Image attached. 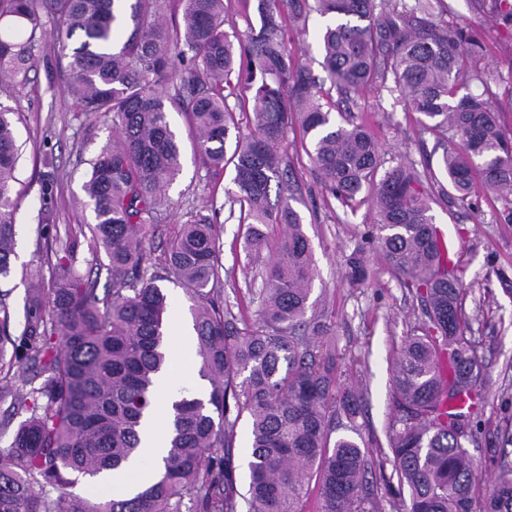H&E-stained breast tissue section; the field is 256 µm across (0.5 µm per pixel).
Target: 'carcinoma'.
Instances as JSON below:
<instances>
[{"label": "carcinoma", "instance_id": "cac0c4a2", "mask_svg": "<svg viewBox=\"0 0 512 512\" xmlns=\"http://www.w3.org/2000/svg\"><path fill=\"white\" fill-rule=\"evenodd\" d=\"M6 2L0 18L29 35L24 42L0 35V79L27 83L31 45L48 35L57 45L55 74L78 111L111 119L114 134L90 160L77 199L94 222L70 227L48 287L29 292L20 356L8 353L11 312L0 299V391H9L22 362L43 376L14 397L27 417L0 448V512H238L234 448L244 416L252 437L249 512H377L356 424L361 395L346 383L358 373L357 359L337 347L328 309L310 301L315 260L283 147L295 122L310 137L304 151L327 193L354 211L370 192L378 252L421 305L423 318L404 337L393 370L391 455L377 462L385 487H397L391 509L512 512V459L501 455L497 476L483 486L464 446L482 434L481 356L461 308L462 278L431 213L435 197L470 206L479 189L512 194V129L498 121L484 72L469 68L485 50L482 39L443 19L445 0H260L258 22L243 39L225 29L224 0ZM177 8L181 22L166 23ZM313 12L334 17L322 32L320 65L342 102L369 87L397 92L424 131L456 139L442 157L448 184L424 185L428 165H386L363 120L348 108L335 116L324 109V84L285 48L288 29ZM233 79L250 94L247 135L231 134L224 85ZM470 84L482 92L459 94ZM171 108L184 117L202 163L233 166L228 198L246 226L247 253L267 246V228L280 231L252 323L237 326L224 308L220 236L210 218L153 223L181 170ZM19 120L18 108L0 103L3 278L15 249ZM159 234L166 242L155 247ZM82 241L108 258L112 289L102 299L97 280L77 266ZM345 277L367 284L362 253L348 257ZM161 281L181 287L191 302L208 396L173 404L163 468L135 496L72 493L81 481L125 468L138 451L168 364Z\"/></svg>", "mask_w": 512, "mask_h": 512}]
</instances>
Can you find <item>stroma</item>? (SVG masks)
I'll use <instances>...</instances> for the list:
<instances>
[{"label": "stroma", "mask_w": 512, "mask_h": 512, "mask_svg": "<svg viewBox=\"0 0 512 512\" xmlns=\"http://www.w3.org/2000/svg\"><path fill=\"white\" fill-rule=\"evenodd\" d=\"M453 20L469 25L482 38L486 49L472 64L490 76L497 95L512 89V22L487 21L470 7L468 0H450ZM323 18L311 15L306 29H290L288 51L321 73L319 38ZM56 54L52 39L39 41L34 50L35 66L26 85L0 88V102L19 106L23 120L17 124L22 155L16 169L20 192L15 213L16 256L0 290L13 315V338L23 344L22 329L27 309V286L49 279L44 231L38 222L41 209L57 214V231L65 233L75 223V203L88 170L87 162L113 135L112 124L101 117L77 114L73 100L55 79L50 66ZM356 108L371 124L388 156L416 162L429 159L434 178L445 180L442 155L447 139L423 132L413 113L402 111L387 92L371 90L358 96ZM288 152L302 186L298 209L314 253L316 275L311 297L325 303L333 313L336 340L361 359L363 410L357 423L363 436H375L370 457L387 451V427L393 415L391 386L396 352L409 328L421 317L419 302L388 269L365 237L376 222L371 202L348 212L323 188L321 177L303 151L298 134L288 136ZM52 159L62 178L53 194L43 195L41 176L45 159ZM232 169L214 170L184 153L182 171L167 191L158 213L163 224L185 221L188 213L210 216L223 245L219 285L224 305L240 319L255 321L260 309L252 290L260 289L266 264L276 250L277 236L252 259L242 250L245 228L229 215L226 191L232 186ZM437 227L454 244L453 260L462 270L463 308L473 333L481 342L486 405L483 419L487 431L512 424V200L493 194L478 198L477 210L433 201ZM364 248L369 286L350 285L345 260L356 248Z\"/></svg>", "instance_id": "obj_1"}]
</instances>
